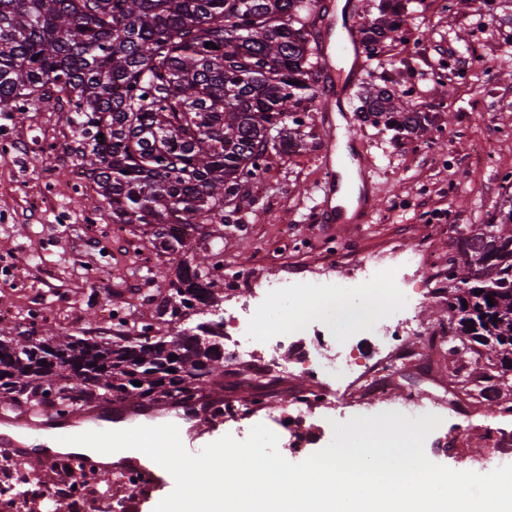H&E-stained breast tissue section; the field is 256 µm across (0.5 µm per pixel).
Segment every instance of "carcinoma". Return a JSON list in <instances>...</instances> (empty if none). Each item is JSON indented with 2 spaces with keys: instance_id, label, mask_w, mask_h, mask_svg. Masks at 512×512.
Wrapping results in <instances>:
<instances>
[{
  "instance_id": "obj_1",
  "label": "carcinoma",
  "mask_w": 512,
  "mask_h": 512,
  "mask_svg": "<svg viewBox=\"0 0 512 512\" xmlns=\"http://www.w3.org/2000/svg\"><path fill=\"white\" fill-rule=\"evenodd\" d=\"M312 2L0 0V112H65L81 175L112 223L159 224L160 247L179 252L176 229L232 223L271 158L306 146L320 67ZM377 10L358 27L369 58L407 31L401 0H379ZM403 97L366 91L365 119L402 137L440 130L439 113L409 112ZM456 234L453 357L463 370L482 356L476 345L488 348L502 368L485 377L492 390L512 371V206ZM216 268L213 252L183 262L158 314L170 323L189 310L212 314ZM217 324L153 340L145 326L124 344L71 333L0 339V394L36 382L56 392L59 416L78 403L70 380L89 401H190L224 368Z\"/></svg>"
}]
</instances>
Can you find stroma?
<instances>
[{
    "label": "stroma",
    "mask_w": 512,
    "mask_h": 512,
    "mask_svg": "<svg viewBox=\"0 0 512 512\" xmlns=\"http://www.w3.org/2000/svg\"><path fill=\"white\" fill-rule=\"evenodd\" d=\"M512 32V0H419L408 20L406 40L383 46L378 56L353 84L336 115V159L347 152L367 157L375 174L380 204L372 220L335 232L315 220L323 198L322 156L326 149L322 126H314L306 151L273 158L261 177L262 194L244 206L236 224H208L196 230V250L220 249L224 274L215 287L221 297L232 294L231 278L243 270L255 280L278 278L291 271L314 275L322 268L320 249L290 252L279 236L288 225L299 238H336L334 272H341L352 257L369 252L414 251L430 248L440 259L454 254V229L459 224H483L495 207L512 197V52H504L503 39ZM478 45L479 60L470 69V85L462 86L452 75H439L449 53ZM391 78L396 89L412 85L418 93L409 106L415 110L443 112L446 136L438 141L394 139L384 126L363 121L359 115L362 82ZM494 100L485 111V100ZM52 143L56 154L23 152L0 156V307L12 313L4 328L10 335L39 339L46 332L69 329L78 336L123 341L134 327L147 325L154 336L169 335L174 326L158 315V306L170 292L184 260L183 254L158 249L152 224H121L107 256L84 238V212L96 210L102 201L95 185L81 196L70 195L67 184L77 159L70 151L72 129L55 112H30L25 121L0 112V139ZM452 153L454 165H440L436 157ZM55 178L58 193L42 210L33 213L31 197L39 194L47 178ZM103 259L122 271L120 279L95 283L85 278V263ZM40 306L44 316L28 322V311ZM122 309L120 327L106 321V306ZM422 365L406 364L385 381V395L407 391L419 395L460 392L461 386L448 367L447 352L426 358L423 340H415ZM308 387L299 374L260 375L253 364H225L224 374L206 387L203 398L221 396L223 402L246 407L265 402L287 405ZM512 396V372L482 402L474 404V419L450 417L436 429L447 437L443 448L427 452L434 463L457 471L472 469L476 454L491 455L495 448L481 420L499 415L512 429V414L499 404Z\"/></svg>",
    "instance_id": "obj_1"
}]
</instances>
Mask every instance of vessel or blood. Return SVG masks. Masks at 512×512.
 <instances>
[{"mask_svg": "<svg viewBox=\"0 0 512 512\" xmlns=\"http://www.w3.org/2000/svg\"><path fill=\"white\" fill-rule=\"evenodd\" d=\"M319 14V92L323 105V119L327 130L331 131L335 128L333 114L338 101L337 93L344 85L345 73L356 74L365 68L362 47L356 35L360 11L352 9L347 12L345 20L340 21L336 18L335 0H323ZM323 169L325 195L317 209L318 223L331 224L340 230L350 222L366 223L374 211L373 196L359 195L357 207L351 215L347 214L344 208L332 204L336 192L351 189L356 180L365 178V167L355 168L346 165L340 169L336 168L332 155L328 154L324 157ZM139 414L136 406L125 403L114 408L106 403L98 408L74 411L63 417L49 416L42 421L5 415L0 417V446L11 449L14 459L18 462L38 466L47 472L50 471L57 455L38 448L37 443L42 430L52 428L61 436L103 431L111 429L113 423L120 420L135 421ZM65 457L73 464L86 463L100 473L120 479L132 474L141 475V482L131 487L122 486L120 492L142 502L161 501L171 494L175 487V480L166 469H149L124 450L112 453L111 457L107 458L103 453L78 446L66 452Z\"/></svg>", "mask_w": 512, "mask_h": 512, "instance_id": "obj_1", "label": "vessel or blood"}]
</instances>
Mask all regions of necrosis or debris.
<instances>
[{
  "label": "necrosis or debris",
  "mask_w": 512,
  "mask_h": 512,
  "mask_svg": "<svg viewBox=\"0 0 512 512\" xmlns=\"http://www.w3.org/2000/svg\"><path fill=\"white\" fill-rule=\"evenodd\" d=\"M421 265L436 274L423 254L401 253L391 267L375 255L359 257L334 279L284 277L258 286L246 273L236 275L243 297L223 318L225 354L274 370L289 361L311 383L278 415L286 423L285 450L300 453L323 434L316 409L339 410L336 390L359 368L384 369L410 358L421 331L410 315L407 276ZM343 301L363 313L341 330L336 315Z\"/></svg>",
  "instance_id": "1"
}]
</instances>
